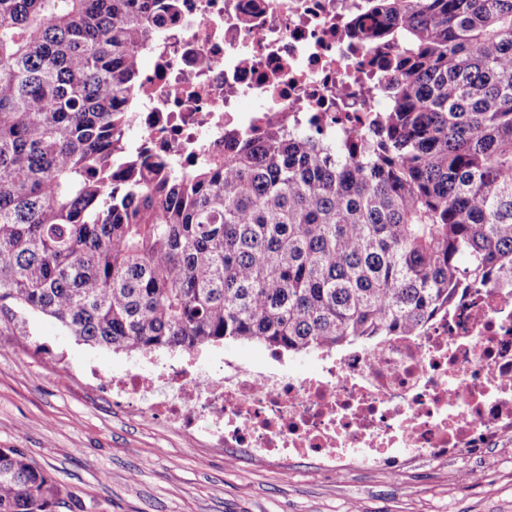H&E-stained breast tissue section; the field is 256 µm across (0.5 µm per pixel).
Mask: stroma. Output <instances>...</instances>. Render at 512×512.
Returning a JSON list of instances; mask_svg holds the SVG:
<instances>
[{
  "label": "stroma",
  "instance_id": "obj_1",
  "mask_svg": "<svg viewBox=\"0 0 512 512\" xmlns=\"http://www.w3.org/2000/svg\"><path fill=\"white\" fill-rule=\"evenodd\" d=\"M233 353L261 367L253 343L195 352L207 372ZM146 371V357L84 343L54 319L0 309V448L48 471L80 512H512V439L483 457L413 462L399 476L355 467L322 471L310 460L228 463L223 452L187 447L164 426L114 403L86 375Z\"/></svg>",
  "mask_w": 512,
  "mask_h": 512
}]
</instances>
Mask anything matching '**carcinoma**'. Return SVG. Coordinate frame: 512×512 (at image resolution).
Segmentation results:
<instances>
[{"mask_svg": "<svg viewBox=\"0 0 512 512\" xmlns=\"http://www.w3.org/2000/svg\"><path fill=\"white\" fill-rule=\"evenodd\" d=\"M398 41L358 152L293 132L170 175L112 152L151 0H0V304L114 350L331 351L512 286V0H363ZM0 448V512L65 504Z\"/></svg>", "mask_w": 512, "mask_h": 512, "instance_id": "1", "label": "carcinoma"}]
</instances>
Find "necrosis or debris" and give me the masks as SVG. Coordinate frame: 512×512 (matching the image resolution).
<instances>
[{"mask_svg":"<svg viewBox=\"0 0 512 512\" xmlns=\"http://www.w3.org/2000/svg\"><path fill=\"white\" fill-rule=\"evenodd\" d=\"M357 0H160L142 48L124 155L163 157L184 174L270 128L342 138L383 111L396 72L382 19ZM255 106L246 111L243 100ZM112 399L182 433L189 445L257 459L316 458L343 473L445 460L512 433V288L464 290L421 328L325 352L317 374L236 358L204 375L178 359L148 373L100 375Z\"/></svg>","mask_w":512,"mask_h":512,"instance_id":"necrosis-or-debris-1","label":"necrosis or debris"}]
</instances>
